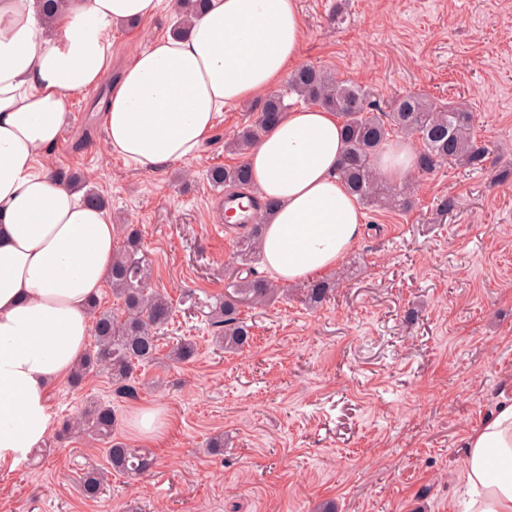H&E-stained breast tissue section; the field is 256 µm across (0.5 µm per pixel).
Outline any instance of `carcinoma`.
I'll list each match as a JSON object with an SVG mask.
<instances>
[{
	"mask_svg": "<svg viewBox=\"0 0 512 512\" xmlns=\"http://www.w3.org/2000/svg\"><path fill=\"white\" fill-rule=\"evenodd\" d=\"M291 95L342 118L344 148L336 174L365 206L405 209L410 204L408 190L403 186H390L373 166V158L397 135L418 140L415 169L422 174H431L446 163L481 170L491 152L489 146L474 139L472 113L460 107L441 106L419 93L396 95L381 104L370 99L360 86L338 81L321 68L304 65L291 75L287 90L269 95L259 111L252 114L249 123L237 130L227 143V148L240 155V161L231 166L213 167L209 180L214 187L240 192L252 188L249 152L287 116L290 104L285 98ZM274 206L270 200L261 201L257 217L243 225L236 242L241 260L258 252L264 214ZM151 275L139 230L132 225L125 226L123 244L107 274L112 294L121 302V307L116 312L100 307L96 300L90 304L94 346L76 363L72 372L74 382L79 383L91 371L102 368L118 392H134L131 385L134 371L139 365L157 358L160 330L173 315L168 297L150 289ZM231 288V293L210 305L209 312L212 323L218 328L215 344L226 353L240 352L252 341L251 326L238 316V301L262 303L277 294L275 282L254 270L234 281ZM332 288L333 283L328 280H313L304 288V301L318 306L328 298ZM194 354V346L183 341L169 350L168 357L185 362ZM116 424L112 406L91 400L80 415L63 423V431L92 435L106 443L108 462L117 474L139 476L148 472L155 466L156 459L151 453L129 448L115 438ZM105 483L106 472L91 468L83 476L81 491L85 497L95 499Z\"/></svg>",
	"mask_w": 512,
	"mask_h": 512,
	"instance_id": "cac0c4a2",
	"label": "carcinoma"
}]
</instances>
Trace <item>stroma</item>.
Instances as JSON below:
<instances>
[{
  "mask_svg": "<svg viewBox=\"0 0 512 512\" xmlns=\"http://www.w3.org/2000/svg\"><path fill=\"white\" fill-rule=\"evenodd\" d=\"M300 64L327 70L386 100L423 93L473 114L475 140L495 144L483 171L444 165L412 175L410 207L365 208V235L325 279L336 288L309 308L295 285L264 305L240 303L249 348L213 343V299L260 268L234 257L223 191L208 171L236 164L225 142L259 99L225 107L198 155L149 171L105 144L96 93L76 98L48 159L85 176L113 224L139 229L151 286L168 293L164 344L196 345L186 363L138 367L137 393L105 373L54 384L45 455L0 468V512H462L465 438L501 398H512V0H300ZM175 0L147 23L112 28V64L170 34ZM454 197L455 210L437 205ZM112 405L117 437L148 448L156 465L112 474L85 498L86 466H107L93 437L63 433L87 399ZM161 409L145 441L129 417ZM223 435L224 451L207 443Z\"/></svg>",
  "mask_w": 512,
  "mask_h": 512,
  "instance_id": "1",
  "label": "stroma"
}]
</instances>
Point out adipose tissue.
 <instances>
[{
    "label": "adipose tissue",
    "mask_w": 512,
    "mask_h": 512,
    "mask_svg": "<svg viewBox=\"0 0 512 512\" xmlns=\"http://www.w3.org/2000/svg\"><path fill=\"white\" fill-rule=\"evenodd\" d=\"M160 3L67 0L49 38L36 0H0V466L50 436L49 388L88 344L89 304L116 253L106 209L47 172L72 99L109 85V151L152 170L195 158L224 107L275 89L300 55L298 0H210L186 33L114 70L112 27L155 17ZM342 151L335 114L303 108L249 154L260 196L279 203L260 244L278 282L334 268L366 232L336 175ZM376 167L403 184L414 168L411 143L389 142ZM465 448L466 512H512V399L469 431Z\"/></svg>",
    "instance_id": "ef3b65f1"
}]
</instances>
